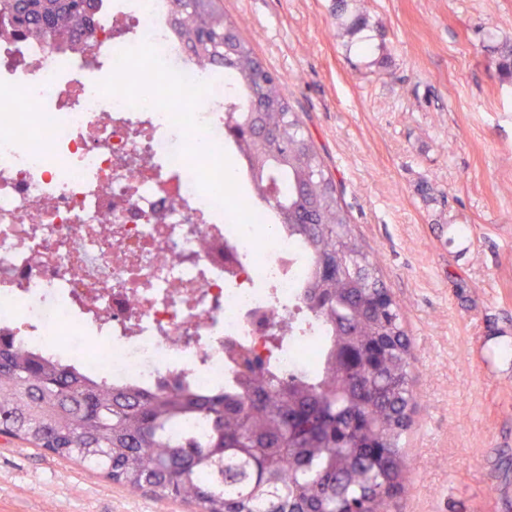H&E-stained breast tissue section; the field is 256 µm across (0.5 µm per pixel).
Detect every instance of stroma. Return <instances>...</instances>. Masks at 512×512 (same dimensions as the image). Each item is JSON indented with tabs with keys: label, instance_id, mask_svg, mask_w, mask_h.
I'll return each mask as SVG.
<instances>
[{
	"label": "stroma",
	"instance_id": "35a3bbf8",
	"mask_svg": "<svg viewBox=\"0 0 512 512\" xmlns=\"http://www.w3.org/2000/svg\"><path fill=\"white\" fill-rule=\"evenodd\" d=\"M320 149L415 357L395 512H512V0H224ZM0 512H196L0 436Z\"/></svg>",
	"mask_w": 512,
	"mask_h": 512
}]
</instances>
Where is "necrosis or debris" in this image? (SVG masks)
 <instances>
[{"mask_svg":"<svg viewBox=\"0 0 512 512\" xmlns=\"http://www.w3.org/2000/svg\"><path fill=\"white\" fill-rule=\"evenodd\" d=\"M169 10L106 0L81 54L0 38V331L111 384L212 388L233 378L226 346L263 353L277 306L295 330L274 366L309 371L324 332L294 305L306 261L267 204L225 193L224 75ZM137 60L151 94L115 83Z\"/></svg>","mask_w":512,"mask_h":512,"instance_id":"1","label":"necrosis or debris"}]
</instances>
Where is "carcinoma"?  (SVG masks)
I'll return each mask as SVG.
<instances>
[{"mask_svg": "<svg viewBox=\"0 0 512 512\" xmlns=\"http://www.w3.org/2000/svg\"><path fill=\"white\" fill-rule=\"evenodd\" d=\"M101 0H0V33L78 49ZM199 65L224 69V134L251 189L308 259L298 303L325 330L321 363L284 376L229 346L235 379L112 385L0 335V433L76 458L131 491L199 512H391L410 466L412 354L400 306L357 245L313 138L221 0H170ZM200 421L203 435H175Z\"/></svg>", "mask_w": 512, "mask_h": 512, "instance_id": "1", "label": "carcinoma"}]
</instances>
